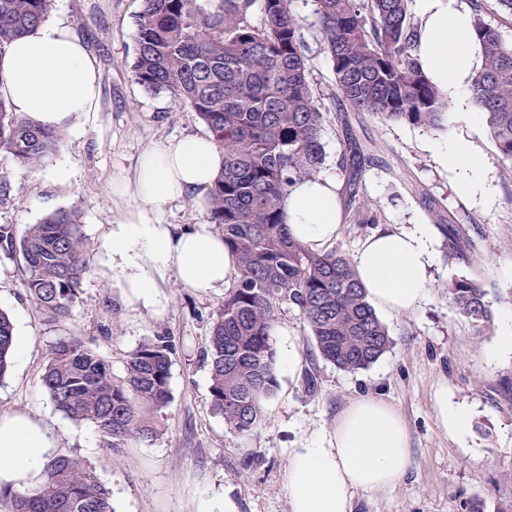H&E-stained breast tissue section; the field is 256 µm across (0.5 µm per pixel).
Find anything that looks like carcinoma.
Segmentation results:
<instances>
[{"mask_svg": "<svg viewBox=\"0 0 512 512\" xmlns=\"http://www.w3.org/2000/svg\"><path fill=\"white\" fill-rule=\"evenodd\" d=\"M472 32L483 55L472 77L505 174H512V45L493 18H512V0H468ZM320 32L341 101L354 112L444 130L448 95L426 77L416 55L411 0H314ZM50 0H0V55L43 21ZM260 12L261 21L253 20ZM133 74L151 92L165 91L190 106L224 150V172L209 191V223L224 235L237 274L213 317L206 358L212 409L237 434L257 429L263 401L278 388L271 333L295 310L314 351L337 368H369L389 351L388 327L368 301L351 260L338 251L312 252L283 224L281 201L297 181L319 175L326 113L316 100L303 41L288 0H143L137 18ZM65 138L12 110L0 97V154L25 169L44 163ZM368 156L356 142L340 166L346 172L344 223L380 222L363 191ZM452 246L468 250L459 225H440ZM0 248L24 262L23 287L36 312L52 320L73 316L89 267L78 211L58 210L29 225L17 240L0 225ZM486 285L448 281V301L468 321H490ZM14 324L0 310V380L10 365ZM173 345L156 336L138 346L117 377L80 337L50 348L42 385L70 422L92 423L108 444L161 433L171 401ZM13 512H113L111 492L77 457L57 454L34 488L13 494Z\"/></svg>", "mask_w": 512, "mask_h": 512, "instance_id": "1", "label": "carcinoma"}]
</instances>
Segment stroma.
<instances>
[{"label":"stroma","instance_id":"1","mask_svg":"<svg viewBox=\"0 0 512 512\" xmlns=\"http://www.w3.org/2000/svg\"><path fill=\"white\" fill-rule=\"evenodd\" d=\"M142 6V0H51L50 16L66 19L96 60L98 106L89 119H75L57 149L75 168L71 183L55 184L45 169L29 172L0 155V177L11 186L9 202L0 204V225H10L19 238L45 215L78 207L90 270L72 319L51 322L25 296L21 257L0 250V308L24 321L30 336L26 364L11 365L0 382V415L25 413L52 424L57 452L80 458L94 471L111 490L115 512H198L202 501L226 496L238 512H290L288 465L294 449L329 430L351 399L373 395L396 407L407 425L410 470L391 492L358 493L353 512H462L463 501L474 498L484 512H512V391L506 389L512 384V353L494 358L486 353L497 315L512 308V179L506 178L489 133L476 140L495 193L494 205L483 209L457 192L452 174L427 149L433 131L369 112L348 113L346 124H338L339 95L314 2L291 0L310 79L327 115L323 173L343 179L340 160L349 139H359L373 150L362 177L382 223L451 220L465 230L471 246L462 259L439 256L430 296L420 309L382 315L394 346L368 369L344 372L323 361L297 311L282 313L273 345L278 350L293 345L298 363L279 373L261 426L250 434L232 433L211 408L206 359L211 317L223 304V293L198 294L170 273L159 281L162 307L145 308L127 301L107 263L110 228L133 205L114 193V186L133 178L146 150L207 131L191 107L175 104L166 93H148L135 81ZM459 276L486 284L494 316L487 326H474L449 304L446 285ZM160 334L171 336L175 354L172 400L159 437L132 438L112 448L95 426L71 424L55 410L41 382L54 342L83 338L119 376L131 352ZM309 371L319 381L314 393L305 387ZM443 381L455 401L473 412L470 447H460L437 424L434 394Z\"/></svg>","mask_w":512,"mask_h":512}]
</instances>
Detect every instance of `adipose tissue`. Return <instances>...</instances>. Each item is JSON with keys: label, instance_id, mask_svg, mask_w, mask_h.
Segmentation results:
<instances>
[{"label": "adipose tissue", "instance_id": "adipose-tissue-1", "mask_svg": "<svg viewBox=\"0 0 512 512\" xmlns=\"http://www.w3.org/2000/svg\"><path fill=\"white\" fill-rule=\"evenodd\" d=\"M413 10L424 72L447 92L454 111L467 115L473 131L467 138L432 143L431 149L455 174L461 195L489 206L493 190L473 139L481 131L482 115L472 100L471 78L482 58L470 12L457 0H414ZM98 96L96 63L64 19L41 22L0 55V97L43 126L68 127L73 115L96 111ZM223 169L224 152L212 136L188 135L143 153L133 179L119 186V194L132 199L134 207L112 225L108 254L132 303L160 307L158 280L170 271L201 293L233 282L235 262L222 235L207 224L176 233L165 221L172 202L188 199L204 208ZM282 213L293 238L325 252L342 229L335 178L297 182L283 198ZM435 246L430 224H384L369 234L352 263L371 304L389 314L417 310L429 296ZM435 412L450 438L470 437L472 414L449 398L447 386L435 391ZM408 442L406 423L392 405L371 395L354 398L321 442L294 450L288 465L291 512H352L356 492L392 491L410 468ZM55 448L56 433L45 420L1 415L0 452L5 458L0 485L30 486Z\"/></svg>", "mask_w": 512, "mask_h": 512}]
</instances>
